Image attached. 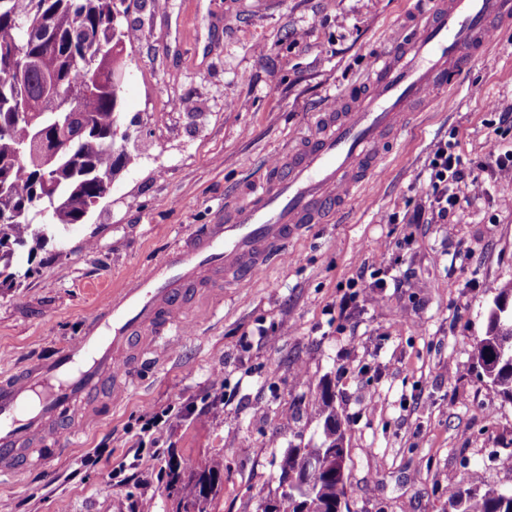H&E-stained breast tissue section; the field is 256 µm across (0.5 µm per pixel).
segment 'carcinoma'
Wrapping results in <instances>:
<instances>
[{"label":"carcinoma","instance_id":"cac0c4a2","mask_svg":"<svg viewBox=\"0 0 512 512\" xmlns=\"http://www.w3.org/2000/svg\"><path fill=\"white\" fill-rule=\"evenodd\" d=\"M127 0H0V289L13 286L18 247L38 241L51 226L79 224L101 197L98 177L114 176L131 160L118 135L126 50L134 35L124 25ZM69 92L80 94L75 112L59 107ZM68 123L69 147L48 162L36 138L52 143ZM480 375L512 402V284L498 289L485 331L472 342ZM311 411L323 419L322 449L337 447L342 434L333 394L323 388ZM317 448H292L280 472L294 471ZM221 463H186L196 495L176 512H208ZM299 501L313 512H343L347 477L336 458L300 474ZM454 512H512V493L482 489L480 477L464 475L451 488Z\"/></svg>","mask_w":512,"mask_h":512}]
</instances>
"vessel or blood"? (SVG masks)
<instances>
[{
  "instance_id": "vessel-or-blood-1",
  "label": "vessel or blood",
  "mask_w": 512,
  "mask_h": 512,
  "mask_svg": "<svg viewBox=\"0 0 512 512\" xmlns=\"http://www.w3.org/2000/svg\"><path fill=\"white\" fill-rule=\"evenodd\" d=\"M508 20L512 0H437L422 23L375 56L356 104L321 116L322 132L287 167L152 267L130 272L53 359L0 376V468L48 464L51 454L28 456L25 447L47 432L59 447L76 437L75 411L90 394L127 388L142 360L140 338L165 339L195 290L257 276L305 225L342 207L382 161L386 133L430 93L456 83L486 48L494 23Z\"/></svg>"
}]
</instances>
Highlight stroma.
I'll return each mask as SVG.
<instances>
[{"mask_svg": "<svg viewBox=\"0 0 512 512\" xmlns=\"http://www.w3.org/2000/svg\"><path fill=\"white\" fill-rule=\"evenodd\" d=\"M419 0H138L119 129L136 158L81 224L16 250L19 284L0 290V373L80 336L98 299L197 226L244 201L333 101L352 105L373 57L419 21ZM512 26L452 95L432 97L360 194L310 225L287 260L253 280L200 292L167 354L144 362L120 397L51 467L0 472V512H175L170 469L221 461L212 512H260L279 494L288 449L319 447L310 411L329 386L347 450L350 512H451L461 472L512 493V403L472 368L498 288L512 281V178L460 198L447 218L426 196L438 145L470 165L512 149ZM402 280L340 311L372 263ZM461 374L448 379L446 368ZM210 405L202 416L198 406ZM174 407L162 462L133 431Z\"/></svg>", "mask_w": 512, "mask_h": 512, "instance_id": "35a3bbf8", "label": "stroma"}]
</instances>
